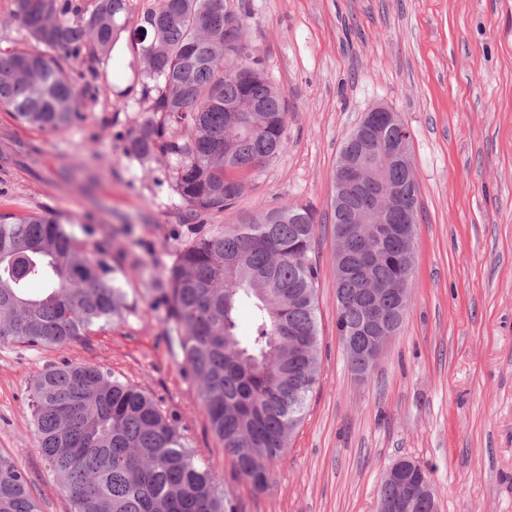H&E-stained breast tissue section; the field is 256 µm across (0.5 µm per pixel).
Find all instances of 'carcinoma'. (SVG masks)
Masks as SVG:
<instances>
[{
  "instance_id": "cac0c4a2",
  "label": "carcinoma",
  "mask_w": 512,
  "mask_h": 512,
  "mask_svg": "<svg viewBox=\"0 0 512 512\" xmlns=\"http://www.w3.org/2000/svg\"><path fill=\"white\" fill-rule=\"evenodd\" d=\"M129 0H17L15 19L34 42L0 49V107L24 123L64 129L99 92L78 84L56 51L88 63L112 58ZM144 67L143 98L153 116L129 141L127 154L148 162L176 158L174 191L187 220L222 212L242 191V176L269 164L286 142L288 104L263 61L247 80L226 63L252 50L228 0H157L136 28ZM244 101L242 124L225 106ZM374 197L347 182L332 207L334 233L344 232L336 258L338 335L364 337L346 353L358 376L370 375L368 345L375 324L396 333L409 299L379 288L409 285L412 265L397 238L378 241L376 224H354ZM317 225L307 205L261 208L245 224H215L178 255L168 271V321L214 435L238 477L255 491L269 488L270 468L285 455L319 378L316 306L318 270L310 253ZM380 248L373 264L357 256ZM109 265L82 253L57 219L0 213V344L64 345L124 318L122 288ZM38 291H33V286ZM251 310L246 334L237 312ZM34 437L42 458L71 503V512H234L224 483L192 448L159 403L142 389L88 364L63 362L29 387ZM398 485L381 481L376 512H390ZM0 512H39L27 473L0 453Z\"/></svg>"
}]
</instances>
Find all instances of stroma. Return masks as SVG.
Masks as SVG:
<instances>
[{
	"label": "stroma",
	"mask_w": 512,
	"mask_h": 512,
	"mask_svg": "<svg viewBox=\"0 0 512 512\" xmlns=\"http://www.w3.org/2000/svg\"><path fill=\"white\" fill-rule=\"evenodd\" d=\"M288 101L286 145L228 209L309 204L320 230L319 381L270 487L254 493L212 433L198 386L166 343L168 270L194 238L174 158L126 145L148 116L132 38L155 0H130L122 63L69 128L0 109V212L61 218L126 293L122 324L66 345L0 344V452L26 471L42 512L71 506L34 442L31 380L68 361L102 367L157 399L224 480L236 512H375L384 471L431 472L439 512H512V0H229ZM383 103L413 135L420 214L410 307L368 380L336 328L330 199L344 138Z\"/></svg>",
	"instance_id": "1"
}]
</instances>
